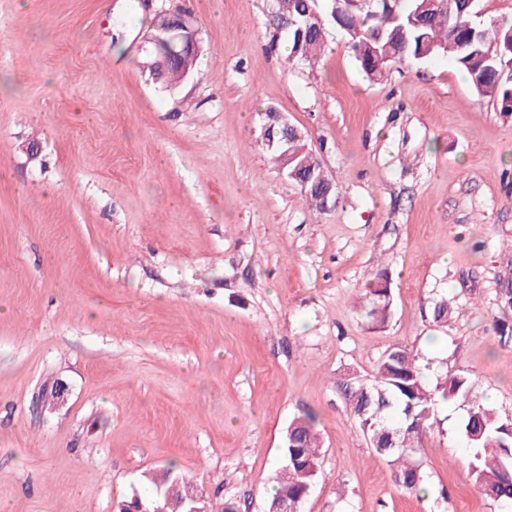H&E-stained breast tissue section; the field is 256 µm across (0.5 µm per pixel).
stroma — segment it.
I'll use <instances>...</instances> for the list:
<instances>
[{
	"mask_svg": "<svg viewBox=\"0 0 512 512\" xmlns=\"http://www.w3.org/2000/svg\"><path fill=\"white\" fill-rule=\"evenodd\" d=\"M202 54L144 66L157 12ZM288 61L275 0H0V502L115 512L175 467L211 512H264L283 435L324 456L303 512H503L440 405L406 493L336 388L403 345L512 418V114L442 55L361 71L328 28ZM282 112L336 204L312 209L259 140ZM387 270L392 316L357 302ZM448 297L453 313L433 319ZM153 27V33L159 36V40L152 47L153 53L154 56L163 58H156L147 66L150 69V75L157 80L158 75L169 66L163 81L167 84L182 81L183 74L185 76L189 74L200 52L197 29L191 16L178 13L174 16L172 24L171 16L161 12L155 15ZM169 29L172 39L179 44L180 51L175 52L171 57H164L172 54L174 48L169 40ZM173 63L179 64L182 71L177 66H170Z\"/></svg>",
	"mask_w": 512,
	"mask_h": 512,
	"instance_id": "obj_1",
	"label": "stroma"
}]
</instances>
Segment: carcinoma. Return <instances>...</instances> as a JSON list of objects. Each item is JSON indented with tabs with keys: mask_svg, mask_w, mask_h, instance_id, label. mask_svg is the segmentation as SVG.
I'll list each match as a JSON object with an SVG mask.
<instances>
[{
	"mask_svg": "<svg viewBox=\"0 0 512 512\" xmlns=\"http://www.w3.org/2000/svg\"><path fill=\"white\" fill-rule=\"evenodd\" d=\"M439 3L438 16L430 18L428 26L421 28L407 26L408 17L416 9L415 0H400L394 14L381 9L373 14L350 16L347 26L361 32L358 44L353 47L361 69L372 80L383 79L387 65H379L378 57L398 51L400 30L405 26L410 47H415L418 35L428 34L437 43L434 54L448 55L466 73L477 94L505 103L512 89L507 79L495 78L501 61L497 50L512 44V25L489 20L468 30L465 25L470 17L463 11L462 0H439ZM171 26L170 15H155L153 33L159 40L153 45L154 55L172 54ZM288 41L291 61L310 63L323 51L324 38L316 29L303 38L290 32ZM266 138L274 141L267 150L277 164H282L283 132L278 127L269 128ZM288 141V150L295 161L286 170H292L299 161L314 160L300 132L290 133ZM303 194L311 206L324 210L323 188L315 178H310ZM363 299L366 323L386 324L391 316L392 295L384 272L377 273L367 284ZM336 387L350 417L358 423L374 451L390 463L398 485L408 492L424 490L425 476L418 459L417 442L432 429L438 401L467 404L461 435L472 452L475 482L490 498L512 505V421L474 398L467 376H454L432 387L418 356L405 346L394 345L378 361L373 381L365 383L352 373L337 381ZM284 440L285 462L275 474V493L267 502L268 510L285 497L290 502L306 501L321 457L312 413L295 418L288 425ZM192 486L190 479L170 468L165 472L164 484L156 487V491L170 492L173 500L180 501L193 495Z\"/></svg>",
	"mask_w": 512,
	"mask_h": 512,
	"instance_id": "carcinoma-1",
	"label": "carcinoma"
}]
</instances>
